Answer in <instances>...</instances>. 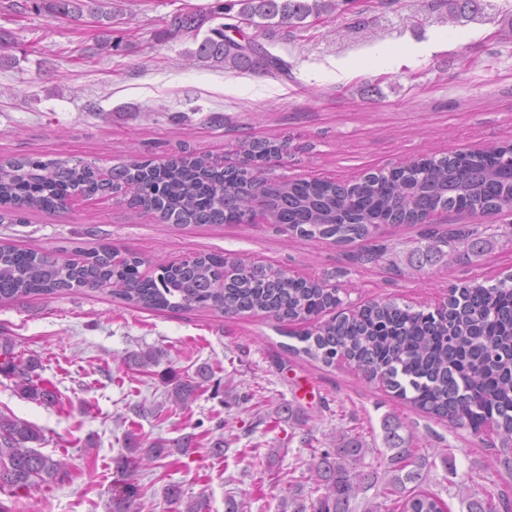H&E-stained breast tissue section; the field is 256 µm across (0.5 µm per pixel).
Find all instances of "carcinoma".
Listing matches in <instances>:
<instances>
[{"mask_svg":"<svg viewBox=\"0 0 512 512\" xmlns=\"http://www.w3.org/2000/svg\"><path fill=\"white\" fill-rule=\"evenodd\" d=\"M37 12L70 23L89 19L98 35L95 50L110 53L115 24L122 10L117 0H31ZM348 0H231L215 12L256 27H302L314 16L332 14ZM209 20L202 11L172 17L163 35L196 34ZM240 27L223 23L190 52L198 61L239 71L279 66V60L255 40L243 44L230 35ZM287 152V143L254 141L243 146V163L224 170L203 157L182 150L164 165L132 161L112 168L107 180L90 163L32 158L0 161V207L12 216L29 209L58 210L74 194L112 191L133 196L130 204L156 214L170 224H244L251 201L260 197L274 223L291 232L338 245L366 244L372 257L389 253L380 241L386 224H421L440 211H471L495 215L512 209V154L507 143L489 151H456L440 158L425 157L388 171L368 172L340 184L325 180L267 178L262 168ZM512 243V230L492 224L465 225L440 232L428 229L392 253L391 262L425 274L448 251L479 260L502 241ZM142 261L131 254L112 263L106 245L81 263L60 259L53 251L0 246V301L20 296H49L76 289L105 290L125 301L156 311L216 310L227 316L265 313L280 323L310 321L311 327L289 336L304 343L296 354L326 365L344 361L370 381H378L396 397L429 415L448 421L453 429L481 434L492 425L500 447L512 453V283L485 285L473 281L448 293L445 311L421 312L392 300H372L335 318L318 322L326 310L341 304L338 290L314 280L297 281L270 266L245 264L224 267V255L208 254L144 276ZM162 352L147 350L130 356L145 371L160 363ZM40 363L22 360L8 339L0 341V373L15 377L18 392L35 402L55 400L54 387L39 378ZM201 367L194 377H173L169 400L187 407L210 381ZM403 422L382 421L383 460L388 479L378 483L364 470L368 446L359 435L343 437L334 448L313 455L312 486L298 483L279 503L280 512H354L351 500L376 488L364 512H448L445 501L423 486L417 470V449L399 434ZM129 447L112 459L120 488L112 491L109 512H141L136 473L146 464L173 454L189 455L195 440L186 434L138 446L137 434L127 433ZM45 441L41 428L0 411V490L20 497L32 486L56 484L68 476L66 462L32 447ZM414 487L406 489V484ZM165 498L183 512H208L206 500L184 499L182 488L168 484ZM466 512H512L506 493L466 500Z\"/></svg>","mask_w":512,"mask_h":512,"instance_id":"1","label":"carcinoma"}]
</instances>
